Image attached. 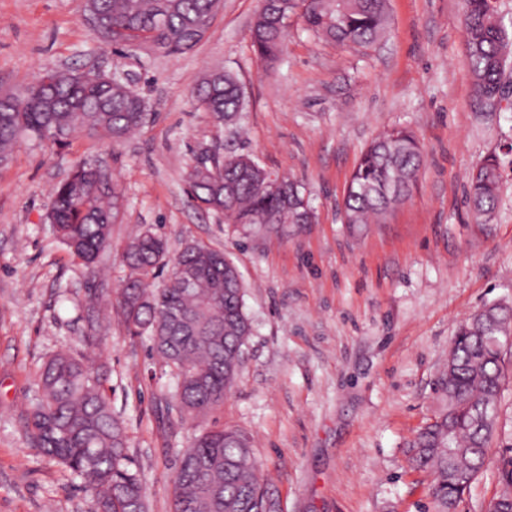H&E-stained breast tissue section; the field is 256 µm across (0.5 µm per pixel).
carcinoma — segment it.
<instances>
[{"label":"carcinoma","mask_w":512,"mask_h":512,"mask_svg":"<svg viewBox=\"0 0 512 512\" xmlns=\"http://www.w3.org/2000/svg\"><path fill=\"white\" fill-rule=\"evenodd\" d=\"M303 18L315 35L337 44L368 47L385 30L386 0H302ZM218 0H86V10L109 44L142 37L157 49L182 53L204 36ZM297 0H261L251 38L261 61L273 64L282 52L286 22ZM465 63L480 99L505 87L512 58V33L500 23L491 0H465ZM195 97L218 121L229 122L245 108L243 85L230 73L204 75ZM150 118L145 100L118 73L56 70L19 92L0 95V160L22 136L67 146L76 134L123 141ZM423 148L406 128L382 132L361 152L340 210L352 226L381 223L415 187ZM269 172L252 157L214 153L188 176L193 200L224 214L234 224L273 230L280 224H309L313 207L302 184L282 178L269 191ZM501 162L492 155L470 174L468 207L489 222L499 202ZM124 202L120 186L97 187L94 161L83 160L55 191L48 215L58 239L84 265L107 246L112 223ZM129 274L117 311L133 337L147 335L153 349L175 371L176 402L183 418L224 406L236 384L252 325L244 306V284L222 251L190 243L175 258L165 241L145 228L125 252ZM167 273L160 288L153 282ZM508 307L493 304L470 314L458 327L439 378L443 404L410 447L413 461L430 471L432 512L459 504L485 467L498 421L488 409L498 404L505 380L503 358L487 332L486 319L507 321ZM28 427L39 451L60 463L92 496L91 512H146L141 475L127 466L126 429L112 414L102 378L84 355L57 352L43 364ZM460 455L448 459V446ZM505 490L492 512H512V459L501 470ZM251 438L214 426L192 438L174 479L173 512H266Z\"/></svg>","instance_id":"obj_1"}]
</instances>
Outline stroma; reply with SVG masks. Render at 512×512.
<instances>
[{
  "mask_svg": "<svg viewBox=\"0 0 512 512\" xmlns=\"http://www.w3.org/2000/svg\"><path fill=\"white\" fill-rule=\"evenodd\" d=\"M463 5L388 0L386 32L369 47L319 39L297 12L269 66L250 37L260 0H221L203 39L177 55L102 44L84 0H0V89L61 68L118 70L150 112L121 143L25 139L0 165V512L90 510L89 491L26 428L40 368L62 350L92 357L104 373L149 512H172L180 458L216 424L251 437L278 512H427L432 475L413 466L408 443L441 406L437 378L461 321L486 304L512 305V82L500 103L476 97ZM213 69L245 89L235 122H217L193 99ZM393 127L424 148L418 182L385 223L352 232L339 214L349 177L367 144ZM225 148L301 182L314 222L266 234L198 209L187 174ZM492 154L503 161L500 199L480 224L464 188ZM84 159L125 196L91 270L45 221L56 186ZM148 226L170 255L201 241L244 278L252 334L241 373L223 409L197 419L180 418L170 368L116 315L125 247ZM504 371L491 461L458 512H490L504 490L512 353Z\"/></svg>",
  "mask_w": 512,
  "mask_h": 512,
  "instance_id": "obj_1",
  "label": "stroma"
}]
</instances>
